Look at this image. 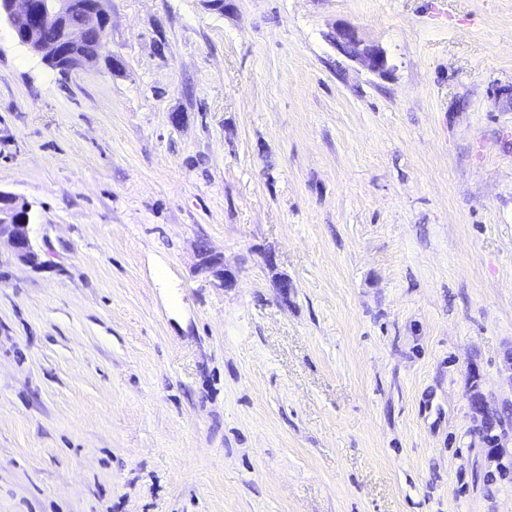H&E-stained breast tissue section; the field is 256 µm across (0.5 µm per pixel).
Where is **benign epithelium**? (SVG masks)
I'll return each instance as SVG.
<instances>
[{
    "label": "benign epithelium",
    "mask_w": 512,
    "mask_h": 512,
    "mask_svg": "<svg viewBox=\"0 0 512 512\" xmlns=\"http://www.w3.org/2000/svg\"><path fill=\"white\" fill-rule=\"evenodd\" d=\"M106 2L50 0L47 5L38 6L35 0H6L4 10L16 40L53 68L66 73L98 61L106 51L103 44L93 51L82 50L88 32L100 29L108 18ZM76 12L86 17L81 28L69 25V16ZM331 40L339 52L360 61L371 72L389 73L385 51L363 39L354 26L340 24ZM0 200L10 203L8 208L0 207V242H8L19 261L30 263L35 252L29 237L28 206L17 196L3 191Z\"/></svg>",
    "instance_id": "1"
}]
</instances>
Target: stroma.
<instances>
[{
    "label": "stroma",
    "instance_id": "stroma-1",
    "mask_svg": "<svg viewBox=\"0 0 512 512\" xmlns=\"http://www.w3.org/2000/svg\"><path fill=\"white\" fill-rule=\"evenodd\" d=\"M107 9L0 20V512H512V0ZM37 6L33 0H6L8 14L16 40L50 66L66 73L102 58L106 46L83 51L88 32L99 30L108 18V0H51ZM82 13L86 23L81 28L69 25L72 13ZM336 49L364 64L371 72L386 75L390 69L385 51L378 45L363 39L358 30L347 23L335 28L331 36ZM0 200L11 204L8 208L0 206V244L7 241L19 261L30 263L36 254L29 237L28 206L17 196L3 191Z\"/></svg>",
    "mask_w": 512,
    "mask_h": 512
}]
</instances>
